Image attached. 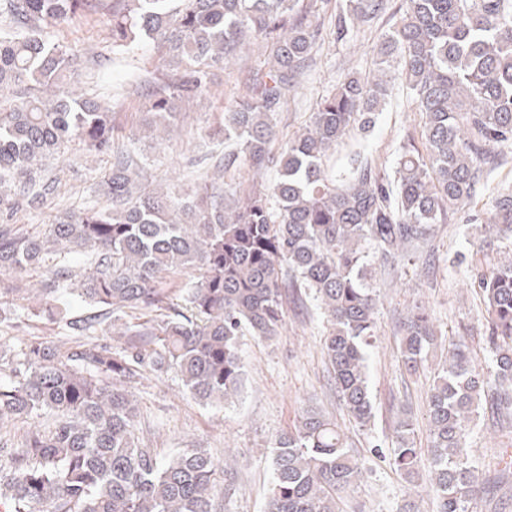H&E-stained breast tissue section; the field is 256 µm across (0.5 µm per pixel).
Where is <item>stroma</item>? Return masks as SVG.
I'll use <instances>...</instances> for the list:
<instances>
[{
  "mask_svg": "<svg viewBox=\"0 0 512 512\" xmlns=\"http://www.w3.org/2000/svg\"><path fill=\"white\" fill-rule=\"evenodd\" d=\"M305 2L314 5L315 17L323 25L321 47L312 70L302 75L298 93L277 118L284 140L308 124L320 97L346 75L364 77L372 71L377 48L395 23L400 6V0H390L386 14L345 43L337 40L329 22L339 0ZM52 37L80 55L77 86L110 102L116 143L127 146L129 131L142 120L144 80L166 76L157 46L145 41L124 54H113L109 21L104 17L91 24H67ZM96 47L104 54L97 65L87 57ZM268 54L263 40L252 41L235 62L213 70L210 81L215 98L211 107L190 110L181 129L164 141L140 139L143 187L206 183V171L197 162L218 151L214 131L224 110L246 94L251 77L263 68ZM422 126V116L404 83L395 81L371 127H353L327 159V169L341 174L350 169L352 159L359 158L392 170L404 140L420 138ZM111 165V157L94 155L82 145L72 144L48 168L61 179L58 205L40 211L22 205L12 214H0V224L37 234L57 212L79 213L105 204L101 183ZM511 191L512 148L508 147L503 149L498 167L485 176L473 201L455 211L448 223L433 225L426 239L413 243L396 258L373 255L368 279L379 300L368 360L374 417L367 425L351 418L336 398L323 352L324 315L316 301L307 297L286 303L285 322L273 340L242 337L247 380L232 405H201L175 373L160 375L141 369L133 388L140 409L139 435L163 459L186 448H207L217 463L232 461L237 486L233 495L225 498L224 512H263L270 482L269 445L276 435L293 428L301 409L312 407L336 421L367 470L365 481L344 494L343 512H399L408 502L414 512H438L429 483L410 485L386 457L396 445L394 422L404 410L416 424L415 447L425 451L430 446L426 414L433 372L428 369L412 375L405 371L397 351L399 326L414 305H423L446 341L465 340L471 363L489 368L485 305L472 279L490 270L512 249L511 242L490 237L484 229L493 199L498 193ZM66 320L35 317L21 309L14 324H0V341L15 349L34 338L64 342L69 338ZM467 446L485 479L469 512H512V482L498 481L501 452L512 448V417L495 420L490 414H481Z\"/></svg>",
  "mask_w": 512,
  "mask_h": 512,
  "instance_id": "obj_1",
  "label": "stroma"
}]
</instances>
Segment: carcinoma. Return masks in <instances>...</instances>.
<instances>
[{"label":"carcinoma","instance_id":"1","mask_svg":"<svg viewBox=\"0 0 512 512\" xmlns=\"http://www.w3.org/2000/svg\"><path fill=\"white\" fill-rule=\"evenodd\" d=\"M300 0H0V213L24 200L41 208L51 195L39 163L78 142L112 153L103 185L108 203L65 214L38 235L0 225V274L53 262L31 311L63 313L57 294L78 281L97 314L68 323L75 345L35 340L15 352L0 342V422L45 415L18 448L0 447L4 512H221L224 482L206 448L161 460L135 433L131 384L148 368L174 371L205 406L239 395L246 374L240 339H270L285 319V290L312 297L326 320L324 353L336 397L359 424L373 415L367 348L375 329L376 291L366 281L372 251L388 258L424 238L431 225L470 202L499 149L512 141V0H401L399 19L381 43L374 73L346 76L322 97L309 125L275 153L276 117L309 67L319 28ZM387 0H343L337 33L347 38L387 9ZM109 17L112 52L144 40L181 71L155 82L141 131L167 134L184 103L207 107L209 69L224 67L259 37L270 45L254 94L224 112V172L245 160L267 183L210 185L189 199L139 189L135 150L113 152L112 112L72 86L73 55L50 32L78 15ZM397 73L424 118L425 150L403 144L393 176L361 162L336 180L328 153L350 127L372 122ZM488 231L512 242V195H500ZM86 255L83 273L66 262ZM199 277L173 290L161 279L182 269ZM485 298L492 367L473 366L465 346L448 349L428 399L429 482L439 512H469L480 485L466 441L482 403L512 415V257L475 276ZM167 311L125 332L118 346L82 340L116 312ZM438 331L417 305L403 323L400 355L418 370ZM390 463L412 485L424 479L414 424H394ZM272 481L265 512H339L365 466L332 419L304 410L293 430L271 444Z\"/></svg>","mask_w":512,"mask_h":512}]
</instances>
